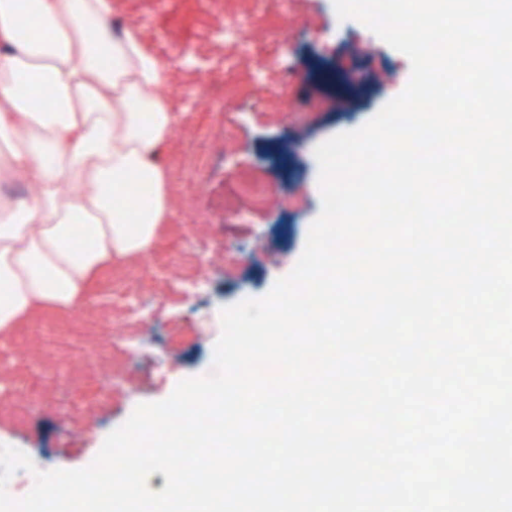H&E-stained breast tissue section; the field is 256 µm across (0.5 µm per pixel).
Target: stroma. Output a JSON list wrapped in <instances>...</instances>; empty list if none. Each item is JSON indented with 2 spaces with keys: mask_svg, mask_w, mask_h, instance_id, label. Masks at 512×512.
<instances>
[{
  "mask_svg": "<svg viewBox=\"0 0 512 512\" xmlns=\"http://www.w3.org/2000/svg\"><path fill=\"white\" fill-rule=\"evenodd\" d=\"M227 7L252 17L247 35L260 43L264 24L253 0H132L133 18L155 50L165 53L173 42L181 52L175 98L184 117L169 161L183 173L182 206L162 248L172 259L199 246L206 282L184 295L176 275L160 282L133 368L94 416L66 405L21 427L0 417V443L23 449L39 470L88 466L139 404L212 372L222 308L264 297L303 251L322 205L315 148L362 127L409 81L408 58L358 20H339L333 0H268V12L286 19L280 50L262 72L245 56L224 81L210 80L226 47L223 32L205 20ZM353 71L365 79L350 89L344 79ZM228 84L260 105L225 98ZM257 170L279 201L265 211L225 214L227 187Z\"/></svg>",
  "mask_w": 512,
  "mask_h": 512,
  "instance_id": "stroma-1",
  "label": "stroma"
}]
</instances>
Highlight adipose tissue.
<instances>
[{"instance_id": "obj_1", "label": "adipose tissue", "mask_w": 512, "mask_h": 512, "mask_svg": "<svg viewBox=\"0 0 512 512\" xmlns=\"http://www.w3.org/2000/svg\"><path fill=\"white\" fill-rule=\"evenodd\" d=\"M126 0H0V335L156 253L179 205L175 69ZM50 98L37 110L34 95ZM138 185L150 197L126 200Z\"/></svg>"}]
</instances>
